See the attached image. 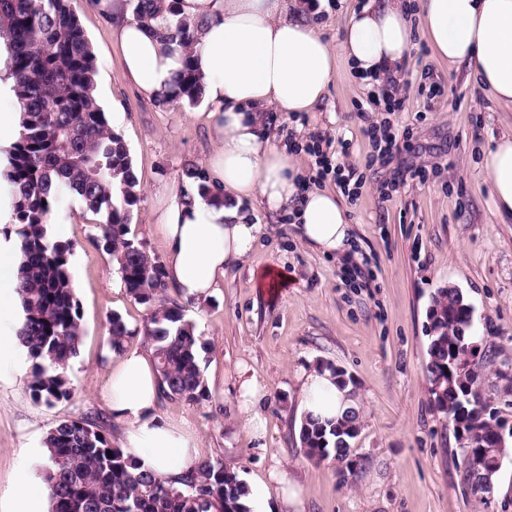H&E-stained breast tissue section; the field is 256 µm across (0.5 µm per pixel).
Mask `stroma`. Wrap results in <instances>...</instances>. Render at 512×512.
<instances>
[{"mask_svg":"<svg viewBox=\"0 0 512 512\" xmlns=\"http://www.w3.org/2000/svg\"><path fill=\"white\" fill-rule=\"evenodd\" d=\"M418 2L404 0L414 46L400 68L402 109L392 117L400 150L391 158L375 157L368 134L383 118L377 102L389 86L364 82L347 66L313 111L267 112L269 132L294 148L307 188L336 187L317 179L316 158L306 150L319 135L334 161L362 173L361 188L345 199L357 238L351 260L313 252L291 214L255 201L247 209L266 230L211 298L195 302L168 291L209 344L208 395L195 403L164 398L157 411L188 420L209 459L223 461L245 484L266 486L273 512H512V455L488 500L465 491L460 450L429 393L425 333L434 293L451 286L472 307L480 352L512 355V216L495 210L483 167L493 138L512 133V108L497 104L471 69L436 56L419 29ZM74 7L97 61V100L104 112L123 113L114 130L140 186L130 235L164 258L163 196L212 150L204 122L187 117L206 105L144 98L121 66L112 22L97 0H75ZM410 165L426 167L427 181L410 179L384 193L397 168ZM54 214L48 230L73 247L69 269L84 326L68 370L73 394L50 405L35 401L31 360L0 367V495L40 460L59 419L96 412L111 418L114 433L127 425L104 399L112 371L107 317L119 313L136 329L148 309L127 295L111 254L93 245L94 215L80 198L63 199ZM353 264L362 276L351 275ZM270 267L284 280L268 293L259 280ZM323 364L351 376L362 399L351 475L332 461L309 460L299 441V376ZM240 365L265 392L267 429L256 439L241 428ZM278 472L299 485V503L284 501Z\"/></svg>","mask_w":512,"mask_h":512,"instance_id":"stroma-1","label":"stroma"}]
</instances>
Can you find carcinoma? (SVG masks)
Wrapping results in <instances>:
<instances>
[{
  "label": "carcinoma",
  "instance_id": "obj_1",
  "mask_svg": "<svg viewBox=\"0 0 512 512\" xmlns=\"http://www.w3.org/2000/svg\"><path fill=\"white\" fill-rule=\"evenodd\" d=\"M179 0H134L139 19L165 14L169 38L190 46L194 26L179 17ZM6 40L21 131L0 166V190L11 199L10 223L20 239L17 277L23 319L16 339L33 360L28 387L47 405L73 394L67 369L79 351L83 328L68 269L72 245L47 236L54 208L75 194L99 216L93 243L112 254L122 284L149 308L142 329L109 317V344L123 351L141 334L153 351L160 395L198 402L207 388L201 367L207 342L181 307L167 302L164 265L130 237L137 178L123 138L112 130L93 95L97 63L73 0H0V39ZM201 79L186 58L171 103L194 105ZM429 392L461 448L470 492L491 494L503 461L512 453V426L496 412L501 392L512 390V358L500 361L503 391L482 389L484 366L470 351L472 309L457 288L432 296L427 313ZM361 412L322 422L303 417L306 456L334 460L353 473L352 443ZM50 466L45 481L50 512H250L246 486L220 460L207 459L175 485L139 470L113 446L111 424L89 416L58 421L46 434Z\"/></svg>",
  "mask_w": 512,
  "mask_h": 512
}]
</instances>
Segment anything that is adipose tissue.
I'll use <instances>...</instances> for the list:
<instances>
[{
	"label": "adipose tissue",
	"mask_w": 512,
	"mask_h": 512,
	"mask_svg": "<svg viewBox=\"0 0 512 512\" xmlns=\"http://www.w3.org/2000/svg\"><path fill=\"white\" fill-rule=\"evenodd\" d=\"M112 21L127 77L149 99L172 97L183 68L179 40L166 38L163 19H137L126 0H101ZM304 0H181L180 15L195 26L193 64L209 106L204 123L213 143L205 162L210 197L195 178L182 177L163 199L159 227L169 281L187 299L206 300L228 268L254 248L264 227L243 211L261 199L294 215L300 239L324 255H345L356 238L340 193L301 191L300 168L287 147L269 137L268 109L310 112L322 101L345 61L360 76L395 73L412 46L402 0H370L346 20L338 42L326 41L307 17ZM419 24L436 54L472 66L493 97L512 107V0H420ZM484 168L498 212L512 215V134L496 139ZM17 237L0 235V363L20 360L9 328L19 309ZM301 412L322 420L355 407L352 389L328 370L303 371ZM243 429L264 435L262 388L250 369L238 370ZM160 383L152 353L131 350L112 360L105 400L127 420L118 439L141 470L179 482L205 450L186 421L157 411Z\"/></svg>",
	"instance_id": "obj_1"
}]
</instances>
